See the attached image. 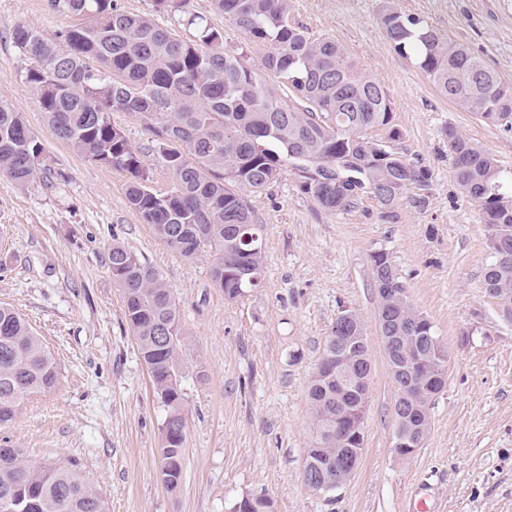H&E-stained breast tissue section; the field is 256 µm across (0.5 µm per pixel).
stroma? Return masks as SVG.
<instances>
[{
  "instance_id": "35a3bbf8",
  "label": "stroma",
  "mask_w": 512,
  "mask_h": 512,
  "mask_svg": "<svg viewBox=\"0 0 512 512\" xmlns=\"http://www.w3.org/2000/svg\"><path fill=\"white\" fill-rule=\"evenodd\" d=\"M466 43L512 83V0H394ZM382 0H289V20L311 38L342 42L394 104L400 145L433 172L427 205L403 206L396 223L368 197L327 211L282 171L246 202L264 227L261 281L230 299L210 278L211 257L187 259L143 223L126 199L128 173L87 161L47 128L21 82L26 57L12 27L56 40L75 24L47 0H0V97L38 134L50 186L22 189L0 175V304L42 336L59 382L28 397L7 429L34 463L80 470L109 512H233L266 496L272 512H512V314L485 294L487 228L463 196L448 152L457 128L512 171V129L485 122L442 97L414 60L398 54L379 22ZM112 123L150 167L155 191L171 186L143 120ZM122 242L156 269L180 310L187 447L182 483L162 482L164 411L124 319L106 263ZM390 254L411 304L449 350L445 389L430 408L417 452L395 453L393 380L378 325L371 256ZM359 317L371 361L364 451L355 474L329 493L310 489L303 463L313 439L307 387L341 311Z\"/></svg>"
}]
</instances>
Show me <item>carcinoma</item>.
<instances>
[{
    "label": "carcinoma",
    "instance_id": "carcinoma-1",
    "mask_svg": "<svg viewBox=\"0 0 512 512\" xmlns=\"http://www.w3.org/2000/svg\"><path fill=\"white\" fill-rule=\"evenodd\" d=\"M173 24L126 12L115 0H47L82 23L47 41L34 27H13V43L30 64L23 83L47 128L92 163L131 176L126 198L158 238L185 258L211 256L210 275L235 299L260 282L261 225L245 195L262 192L289 168L300 188L328 211H346L363 196L377 201L379 219L394 224L407 204L426 206L431 169L396 147L393 102L377 78L344 44L315 40L288 23V0H211L212 10L240 29L247 52L224 50V30L189 9L188 0H156ZM380 23L394 50L413 57L437 91L484 121L512 127V86L469 48L425 20L386 3ZM141 115L155 137L171 188L151 187L150 167L112 125V113ZM380 131V136L368 134ZM453 173L477 203L488 228L492 262L485 293L512 308V172L460 131L446 129ZM44 146L23 113L0 98V174L29 188L44 181ZM381 336L398 387L397 400L429 413L434 391L426 370H439L429 338L431 321L406 294L390 255H371ZM120 288L126 325L136 341L165 411L161 475L184 461L187 442L183 367L178 346H163L157 328L180 337L178 304L162 276L120 243L107 253ZM371 363L358 317L343 310L326 337L307 397L315 431L303 474H335L336 460L361 459L364 439L347 436V413L360 399L359 381ZM58 366L43 339L13 307L0 304V431L24 397L53 389ZM15 512H108L103 495L74 469L32 464L0 438V505Z\"/></svg>",
    "mask_w": 512,
    "mask_h": 512
}]
</instances>
